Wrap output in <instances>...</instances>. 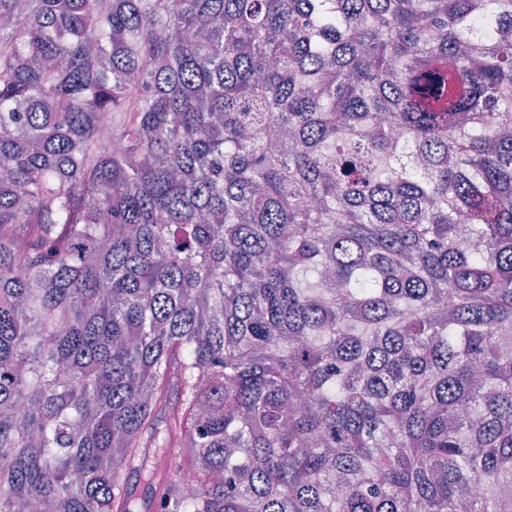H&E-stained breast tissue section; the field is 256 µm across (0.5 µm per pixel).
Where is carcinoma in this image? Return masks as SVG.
<instances>
[{
    "instance_id": "obj_1",
    "label": "carcinoma",
    "mask_w": 512,
    "mask_h": 512,
    "mask_svg": "<svg viewBox=\"0 0 512 512\" xmlns=\"http://www.w3.org/2000/svg\"><path fill=\"white\" fill-rule=\"evenodd\" d=\"M34 504L512 512V0H0Z\"/></svg>"
}]
</instances>
